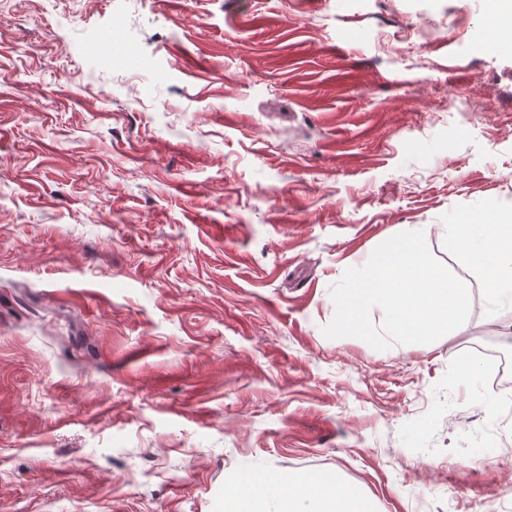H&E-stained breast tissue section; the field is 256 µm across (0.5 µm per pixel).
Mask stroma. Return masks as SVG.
<instances>
[{"label": "stroma", "mask_w": 512, "mask_h": 512, "mask_svg": "<svg viewBox=\"0 0 512 512\" xmlns=\"http://www.w3.org/2000/svg\"><path fill=\"white\" fill-rule=\"evenodd\" d=\"M494 207L487 0H0V512H218L244 470L512 512V304L453 235ZM418 230L466 330L327 338Z\"/></svg>", "instance_id": "1"}]
</instances>
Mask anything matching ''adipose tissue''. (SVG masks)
I'll return each instance as SVG.
<instances>
[{"mask_svg": "<svg viewBox=\"0 0 512 512\" xmlns=\"http://www.w3.org/2000/svg\"><path fill=\"white\" fill-rule=\"evenodd\" d=\"M456 237L473 266L484 274L490 297L512 300V211L494 209L480 220L456 225ZM235 492L224 500V512H295L300 502L320 504L322 512H372L357 490H344L329 477L304 475L234 479Z\"/></svg>", "mask_w": 512, "mask_h": 512, "instance_id": "obj_1", "label": "adipose tissue"}]
</instances>
